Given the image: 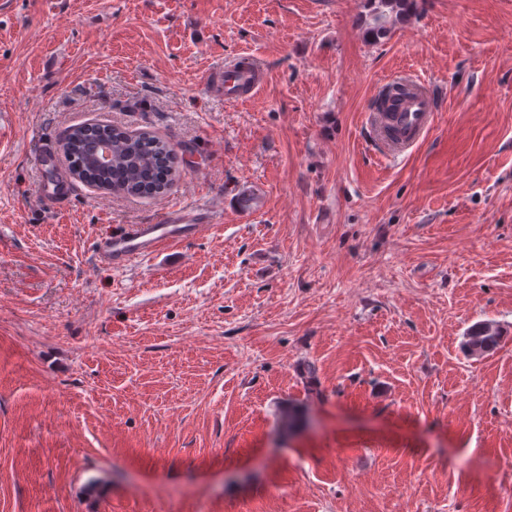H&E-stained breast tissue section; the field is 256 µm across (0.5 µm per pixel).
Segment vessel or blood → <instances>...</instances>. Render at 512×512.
I'll list each match as a JSON object with an SVG mask.
<instances>
[{"instance_id":"vessel-or-blood-1","label":"vessel or blood","mask_w":512,"mask_h":512,"mask_svg":"<svg viewBox=\"0 0 512 512\" xmlns=\"http://www.w3.org/2000/svg\"><path fill=\"white\" fill-rule=\"evenodd\" d=\"M265 74L251 55L238 57L226 65L222 76L224 99L229 103L243 101L263 86ZM410 93L393 112H371L366 116L368 136L373 145L390 157L403 155L433 126L437 105L431 85L410 80ZM41 172L38 196L47 207L59 209L69 200L73 188L68 179L53 170V155L41 147L36 155ZM239 213L249 216L263 203L262 192L253 185L239 188L234 196ZM214 222L207 208H170L154 224H130L121 231L99 238L95 257L99 265L118 268L136 257L155 253L165 245L200 235Z\"/></svg>"}]
</instances>
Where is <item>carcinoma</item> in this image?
<instances>
[{
    "mask_svg": "<svg viewBox=\"0 0 512 512\" xmlns=\"http://www.w3.org/2000/svg\"><path fill=\"white\" fill-rule=\"evenodd\" d=\"M103 142L112 145V164L101 168L94 163ZM60 153L69 165H76L79 180L102 190L132 196L151 197L169 190L176 178L174 146L148 132H132L109 124L87 123L69 128L60 141ZM503 337L501 327L492 321L471 326L464 348L471 356L495 349ZM304 421L302 410L293 405L280 409V426L291 431Z\"/></svg>",
    "mask_w": 512,
    "mask_h": 512,
    "instance_id": "carcinoma-1",
    "label": "carcinoma"
}]
</instances>
